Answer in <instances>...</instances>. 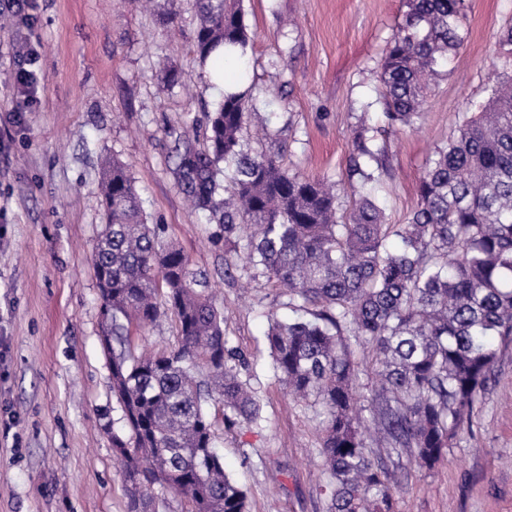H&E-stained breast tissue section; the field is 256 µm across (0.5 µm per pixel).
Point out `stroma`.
Listing matches in <instances>:
<instances>
[{"instance_id": "35a3bbf8", "label": "stroma", "mask_w": 512, "mask_h": 512, "mask_svg": "<svg viewBox=\"0 0 512 512\" xmlns=\"http://www.w3.org/2000/svg\"><path fill=\"white\" fill-rule=\"evenodd\" d=\"M27 23L0 28V512H125L124 466L112 453L121 429L100 336L101 300L91 252L102 222L101 165L126 167L149 223L165 227L210 276L224 334L261 404L260 426L222 427L208 412L225 472L248 512H327L331 480L319 454L320 406L294 401L272 369L269 315L286 298L265 279L224 277V248L173 177L176 137L203 142L205 113L220 98L193 62L197 16L189 0H32ZM464 43L431 81L414 129L379 135L376 192L389 223L418 202L427 161L462 117L512 78L500 49L512 0H466ZM251 36L248 109L267 123L261 150L284 167L332 183L351 204L349 160L361 123L381 126L379 75L405 0H242ZM36 48L38 102L8 116L15 52ZM179 73L176 86L165 68ZM395 512H512V349L474 409L473 425L430 468L402 458Z\"/></svg>"}]
</instances>
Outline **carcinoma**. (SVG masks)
Instances as JSON below:
<instances>
[{
    "label": "carcinoma",
    "instance_id": "carcinoma-1",
    "mask_svg": "<svg viewBox=\"0 0 512 512\" xmlns=\"http://www.w3.org/2000/svg\"><path fill=\"white\" fill-rule=\"evenodd\" d=\"M193 48L205 65L218 47L248 80L241 0H193ZM380 82L384 117L409 128L428 88L463 41L465 0H406ZM248 90L220 97L207 113V143L178 139L172 168L193 207L224 241V277L243 268L288 295L295 317L271 316L273 368L289 393L311 397L325 419L320 454L331 470L329 512H395V469L368 451L383 439L397 457L441 461L469 428L478 396L496 379L512 345V79L463 116L429 160L418 203L403 224L387 222L369 168L383 148L362 125L350 171L362 178L340 215L325 181L283 167L250 145ZM103 224L92 268L103 314L101 343L112 395L128 435L112 434L125 465L126 512H152L154 489L180 496L183 512H247V494L224 472L206 406L224 423H255L261 407L239 379L240 351L224 336V312L208 275L150 224L127 169H101ZM176 318L178 347L136 351L135 336L162 316ZM371 355L379 378L368 404L357 381Z\"/></svg>",
    "mask_w": 512,
    "mask_h": 512
}]
</instances>
